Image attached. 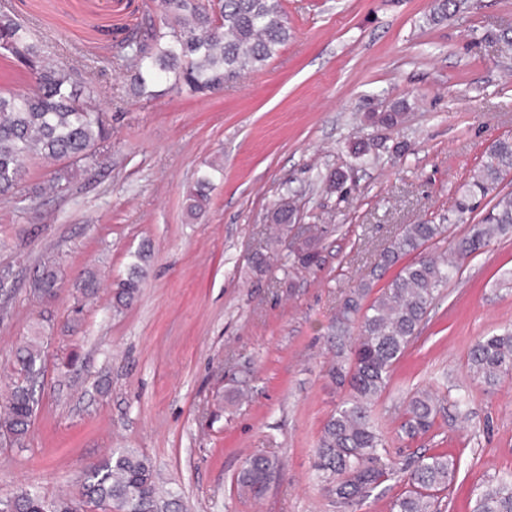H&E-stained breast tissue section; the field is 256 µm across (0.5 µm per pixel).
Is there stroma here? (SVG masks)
I'll return each instance as SVG.
<instances>
[{
    "mask_svg": "<svg viewBox=\"0 0 512 512\" xmlns=\"http://www.w3.org/2000/svg\"><path fill=\"white\" fill-rule=\"evenodd\" d=\"M438 2L285 0L292 36L260 71L218 95L135 100L99 30L143 26L151 0H12L53 59L94 73L112 141L67 190L50 189L54 167L38 162L0 199V396L19 344L37 339L44 366L26 439L0 444V498L21 486L77 494L88 466L131 448L185 512H340L313 467L345 395L327 376L328 328L400 228L441 223L490 142L512 137V46L501 39L512 0H462L435 23ZM397 101L403 124L370 123ZM360 138L375 145L371 165L351 153ZM214 161L224 177L190 218L186 193ZM335 170L345 190L325 192ZM282 198L301 224L324 227L319 266L284 274L289 244L273 245L270 218ZM143 246L140 296L114 312L113 284ZM261 253L270 264L259 270ZM47 266L60 288L42 299L31 288ZM509 269L512 236L442 289L374 411L397 466L349 512H389L422 454L455 463L441 512H471L476 487L512 473V377L490 385L466 368L476 340L512 326ZM91 273L99 288L86 302L78 286ZM428 385L442 410L408 439L403 402ZM258 450L284 469L256 500L236 475Z\"/></svg>",
    "mask_w": 512,
    "mask_h": 512,
    "instance_id": "35a3bbf8",
    "label": "stroma"
}]
</instances>
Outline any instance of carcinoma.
Masks as SVG:
<instances>
[{
  "label": "carcinoma",
  "mask_w": 512,
  "mask_h": 512,
  "mask_svg": "<svg viewBox=\"0 0 512 512\" xmlns=\"http://www.w3.org/2000/svg\"><path fill=\"white\" fill-rule=\"evenodd\" d=\"M159 21L127 31L117 41L125 67L128 92L154 99L168 92L209 95L250 71L262 69L291 36L281 0H157ZM0 53L29 75L27 90L0 95V196L7 195L27 175V163L41 159L60 164L51 176L61 191L70 184L74 166L104 155L110 140L105 116L94 104V88L79 68L49 61L30 26L12 7L0 5ZM407 106L395 104L370 116L374 125L404 122ZM224 166L210 163L187 194V213L194 217L208 201L207 190ZM512 174V140L497 139L462 184L448 223L406 224L378 256L385 270L406 256L404 265L385 291L366 302L372 282L362 280L349 290L331 324L336 361L328 375L347 394L323 426L315 448V468L326 492L341 508L361 503L392 471L387 444L378 430L374 407L389 385L393 366L418 337L439 291L457 275L463 263L482 253L491 240L512 234V191L500 185ZM483 208L481 218L454 240L450 251L433 247L448 239L449 225L463 223ZM274 223H295L287 200L275 204ZM318 236H295L289 244L291 268H311L319 262ZM127 278L116 284L113 308L130 306L140 291L148 254L135 253ZM37 291L54 296L56 274L45 270ZM18 377L0 406V434L16 444L29 432L34 412L33 384L41 350L31 341L16 351ZM466 366L471 376L488 384L512 376V330L484 336L471 347ZM441 405L430 387L407 400L401 429L411 439L427 433ZM280 462L265 453L245 458L238 474L241 490L264 495ZM454 471L445 454L421 458L408 477V488L395 497L389 512H435L438 495L448 490ZM79 497L48 498L33 488L0 500V512H181L180 500L165 489L151 462L124 448L91 465L78 480ZM472 512H512V477L478 489Z\"/></svg>",
  "instance_id": "obj_1"
}]
</instances>
